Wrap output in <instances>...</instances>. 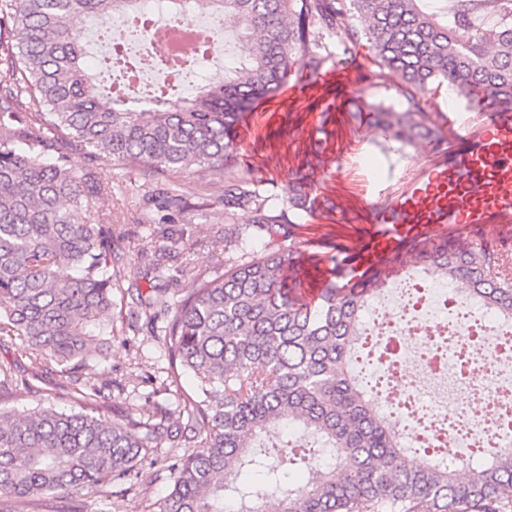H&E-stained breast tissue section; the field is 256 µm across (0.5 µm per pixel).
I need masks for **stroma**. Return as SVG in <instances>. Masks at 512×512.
I'll return each instance as SVG.
<instances>
[{
    "label": "stroma",
    "mask_w": 512,
    "mask_h": 512,
    "mask_svg": "<svg viewBox=\"0 0 512 512\" xmlns=\"http://www.w3.org/2000/svg\"><path fill=\"white\" fill-rule=\"evenodd\" d=\"M333 89V83L309 80L297 106L288 104L283 90L266 94L261 103L272 115L270 124L256 125L242 115L232 131L248 178L269 183L281 199L291 195L295 179L314 178L317 191L334 207V214L320 223L293 227L291 241L303 250L341 239L358 240L364 203L385 188L399 187L429 159L427 146L384 140L346 110L332 121L320 141H313L310 127ZM107 177L112 194L101 199L99 206L112 214L114 261L122 278L113 290L112 341L88 370L126 382V389L114 401L116 408H148L158 400L153 379L168 361L150 328L129 329L137 311L132 295L137 290L149 291L156 283L169 294L180 295L186 286L180 266L187 258L199 269L214 272L219 245L229 227L223 207L216 203L204 210L170 213L148 205L155 187L147 176L115 169ZM160 245L167 246L172 257L158 279L152 259ZM0 366L10 369L14 381L12 392L0 397L1 408L21 412L36 406L40 396L57 390L56 376L29 357L21 340L0 342Z\"/></svg>",
    "instance_id": "1"
}]
</instances>
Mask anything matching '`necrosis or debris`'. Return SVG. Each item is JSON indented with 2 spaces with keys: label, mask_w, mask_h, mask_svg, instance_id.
I'll return each instance as SVG.
<instances>
[{
  "label": "necrosis or debris",
  "mask_w": 512,
  "mask_h": 512,
  "mask_svg": "<svg viewBox=\"0 0 512 512\" xmlns=\"http://www.w3.org/2000/svg\"><path fill=\"white\" fill-rule=\"evenodd\" d=\"M137 24L117 19L112 27V66L123 69L122 89L150 94L167 88L194 86L186 63L198 51L204 33L214 29L211 17L187 19L177 35L158 37L166 23L158 17L156 0H144ZM165 57H183V65L150 67V47ZM413 283L398 287L396 304H375L366 332L368 345L397 346L389 362L403 395L412 402L410 413L399 420L400 428L415 442L433 447L450 444L462 457L478 448H511L512 420L500 412L501 396L512 395V369L501 366L507 345L480 349L477 356H463L457 346L476 344L479 336L499 335L500 326L489 313H460L456 289L447 282L431 280L427 292L413 297ZM418 338L419 355L409 357V338ZM456 408H447V399Z\"/></svg>",
  "instance_id": "obj_1"
}]
</instances>
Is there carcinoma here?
Wrapping results in <instances>:
<instances>
[{"mask_svg": "<svg viewBox=\"0 0 512 512\" xmlns=\"http://www.w3.org/2000/svg\"><path fill=\"white\" fill-rule=\"evenodd\" d=\"M233 31L247 54L224 80L190 99L112 94L84 65L75 18L134 17L140 0H0V337L16 336L62 380L69 411L37 404L0 408V512H40L51 494H130L145 461L160 455L172 489L143 498L144 512H512V449L491 448L479 467L413 465L394 421L368 398L356 371L367 309L398 279L429 274L512 324V262L485 246L448 238L415 243L396 264L356 282L336 271L310 305L288 284L326 261L288 243L292 217L310 194L296 181L286 200L239 176L231 136L238 111L304 71L319 72L326 40L336 63L366 47L378 76L398 78L403 109L370 105L365 123L403 145L440 138L426 112L442 86L480 108L512 109V0H196ZM87 167L78 170L71 151ZM144 172L165 186L195 169L205 187L224 184L222 271L181 268L188 288L140 298L146 324L168 357L155 393L181 390L170 409L111 413L110 378L85 377L112 324V218L93 197L112 193L101 173ZM288 424L298 437L273 450L262 437ZM169 446L162 447L163 443Z\"/></svg>", "mask_w": 512, "mask_h": 512, "instance_id": "cac0c4a2", "label": "carcinoma"}]
</instances>
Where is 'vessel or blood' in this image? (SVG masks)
<instances>
[{
	"instance_id": "obj_1",
	"label": "vessel or blood",
	"mask_w": 512,
	"mask_h": 512,
	"mask_svg": "<svg viewBox=\"0 0 512 512\" xmlns=\"http://www.w3.org/2000/svg\"><path fill=\"white\" fill-rule=\"evenodd\" d=\"M366 69L359 60L337 71V94L325 102L314 131H321L333 112L352 105L344 89ZM362 222L359 242L336 250L337 264L320 265L309 301H316L330 275L362 279L427 237L445 233L501 247L502 231L512 228V110L486 100L474 124L449 129L445 157L420 167L381 202L366 203Z\"/></svg>"
}]
</instances>
